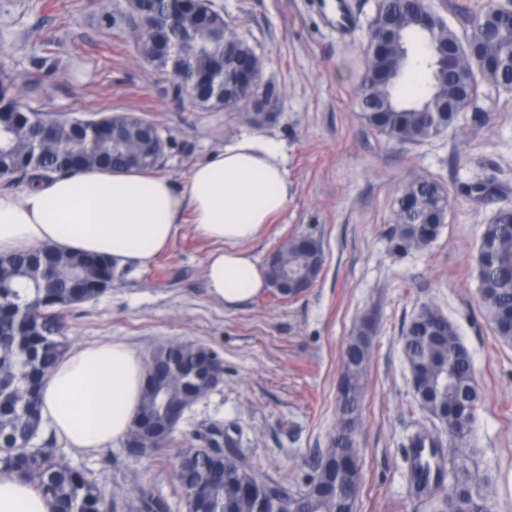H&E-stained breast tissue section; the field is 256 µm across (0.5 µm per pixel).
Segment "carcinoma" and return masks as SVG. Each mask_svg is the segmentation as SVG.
<instances>
[{"instance_id":"carcinoma-1","label":"carcinoma","mask_w":512,"mask_h":512,"mask_svg":"<svg viewBox=\"0 0 512 512\" xmlns=\"http://www.w3.org/2000/svg\"><path fill=\"white\" fill-rule=\"evenodd\" d=\"M202 0H182L177 29L192 34L194 46L183 49L185 68L171 71V88L213 67L224 55L257 60L254 49L232 33L230 48L212 37L206 17L199 13ZM432 13L430 0H382L372 29L388 35L382 50L367 48L359 102L363 118L386 136L403 143H421L443 128L457 123L462 111L473 105L477 76L502 88L512 86V20L497 8L477 16L469 37L479 44L477 66L447 64L464 38L444 24L430 34L424 20ZM416 62L421 93L406 100L399 93L405 71ZM45 120L39 110L20 103V95L7 74H0V130L9 140L0 143V177L24 171L33 184L60 170V158L72 166L120 169L133 152L130 136L110 134L89 137L69 121L55 123L54 144L31 165L29 148ZM450 203L447 190L431 179L407 182L396 199L397 248L420 249L433 242L445 222ZM498 218L485 225L477 257L482 306L496 336L512 345V206L505 204ZM308 248L279 251L267 267L268 284L277 286L289 274H299L324 264L321 243L305 237ZM50 246L12 254L13 266L0 270V474L26 480L48 502L50 512H103L106 497L88 473L71 465L56 447V440L31 439L42 433L40 389L58 361L71 349L61 335V311L52 300L73 291L81 281L86 291L104 271L87 267L76 273L51 262ZM34 320L37 333L18 335L16 315ZM374 323L362 318L354 327L342 357L339 417L333 442L317 459L314 474L303 489L264 477L236 450L234 439L224 434L227 451L219 457L191 448L181 456L176 474L186 512H210L215 500L224 512H354L361 490L357 437L365 382L372 360ZM402 346L410 365L412 388L421 408L443 422L445 433L422 430L409 447L427 442L433 448L430 465H415L412 477L419 496L432 512H497L488 488L490 478L471 471L475 412L481 393L474 376L471 353L454 324L435 307L424 305L410 321ZM208 347L198 343L170 342L146 362L139 420L161 433L157 448L167 445L168 412L190 398L193 384L174 372L169 362L190 369ZM129 512H170L169 501L145 487L126 503Z\"/></svg>"}]
</instances>
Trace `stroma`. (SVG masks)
Instances as JSON below:
<instances>
[{"instance_id":"35a3bbf8","label":"stroma","mask_w":512,"mask_h":512,"mask_svg":"<svg viewBox=\"0 0 512 512\" xmlns=\"http://www.w3.org/2000/svg\"><path fill=\"white\" fill-rule=\"evenodd\" d=\"M227 26L259 57L263 83L278 93L271 118L211 110L167 94V74L141 52L132 0H0V67L22 86L25 104L54 117L133 112L167 140L161 174L184 186L193 166L243 134L276 141L291 194L284 212L248 248L259 262L284 242L319 240V279L285 301L262 291L241 304L214 300L206 259L213 249L184 221L148 266L117 268L112 288L63 312L72 345L116 340L141 358L173 342L206 345L224 362V381L184 415L163 453L136 458L118 444L94 454L65 449L106 493L131 500L144 486L186 512L176 466L197 429H227L263 474L302 488L330 447L338 419L341 359L364 315L376 327L358 437L362 489L356 512H428L412 493L409 437L437 423L417 403L400 336L430 303L457 327L471 352L482 401L474 423L475 460L492 478L498 512H512V346L501 343L479 301L476 250L484 224L512 204V91L480 82L474 112L420 144L367 126L358 89L377 0H350L353 25L340 32L331 0H213ZM507 0H432L458 33ZM427 178L449 192L438 238L423 250L395 247L393 204L404 183ZM492 184L497 200L462 192Z\"/></svg>"}]
</instances>
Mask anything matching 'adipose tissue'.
<instances>
[{
	"instance_id": "adipose-tissue-1",
	"label": "adipose tissue",
	"mask_w": 512,
	"mask_h": 512,
	"mask_svg": "<svg viewBox=\"0 0 512 512\" xmlns=\"http://www.w3.org/2000/svg\"><path fill=\"white\" fill-rule=\"evenodd\" d=\"M290 194L282 151L244 134L195 166L184 187L154 170H81L22 193L0 192V255L50 244L63 251L146 266L178 234L184 214L215 245L206 260L211 296L233 306L267 286L246 248L282 213ZM142 358L126 343L76 346L40 392L41 415L66 444L87 453L125 440L141 400ZM0 512H50L27 483L0 475Z\"/></svg>"
}]
</instances>
